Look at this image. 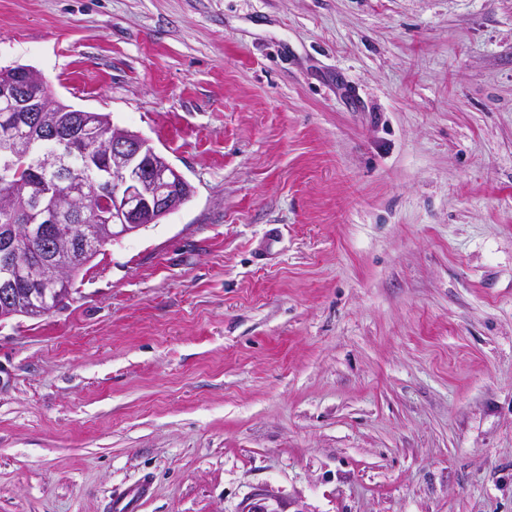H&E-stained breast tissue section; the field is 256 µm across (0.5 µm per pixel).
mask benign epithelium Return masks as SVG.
<instances>
[{"label": "benign epithelium", "mask_w": 512, "mask_h": 512, "mask_svg": "<svg viewBox=\"0 0 512 512\" xmlns=\"http://www.w3.org/2000/svg\"><path fill=\"white\" fill-rule=\"evenodd\" d=\"M42 82L32 67L0 69V103L5 107L0 112V160L13 167L27 159L30 171L41 178L38 185L25 186L22 204L13 198L0 201V210L12 214L14 221L0 236V284L14 282L22 267L30 287L53 291L94 247L96 225L157 223L189 200L192 187L139 133L116 127L105 132L98 113L66 109L51 95L32 93ZM28 140L52 142L58 149L32 157ZM76 152L82 154L84 167L97 173L90 191L70 178V158ZM48 198L57 218L79 222L78 231L54 238L43 257L23 263L21 236L42 234L39 224ZM0 296L13 309L41 316L9 290ZM239 512L288 510L271 495L258 493Z\"/></svg>", "instance_id": "1"}]
</instances>
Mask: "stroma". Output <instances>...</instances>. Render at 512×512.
<instances>
[{
    "mask_svg": "<svg viewBox=\"0 0 512 512\" xmlns=\"http://www.w3.org/2000/svg\"><path fill=\"white\" fill-rule=\"evenodd\" d=\"M191 198L0 321V512H512V0H0V68ZM146 490V484H140L113 498L110 503V512H139ZM308 512L303 506L297 505L293 511L287 510L279 500L267 493L255 494L248 499L239 512Z\"/></svg>",
    "mask_w": 512,
    "mask_h": 512,
    "instance_id": "stroma-1",
    "label": "stroma"
}]
</instances>
